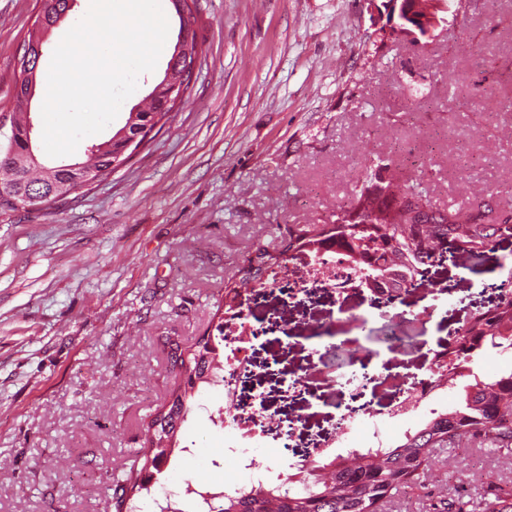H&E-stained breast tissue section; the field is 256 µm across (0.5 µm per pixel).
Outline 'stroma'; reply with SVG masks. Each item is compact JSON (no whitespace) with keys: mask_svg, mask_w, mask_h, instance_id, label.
<instances>
[{"mask_svg":"<svg viewBox=\"0 0 512 512\" xmlns=\"http://www.w3.org/2000/svg\"><path fill=\"white\" fill-rule=\"evenodd\" d=\"M197 0L201 54L189 99L106 178L63 203L0 211V512H116L143 460L144 428L180 381L169 353L213 332L224 285L254 245L277 250L294 224L330 220L365 157H391L440 204L494 192L512 205V0H467L432 37L388 38L386 0ZM39 0H0V115L9 114L17 60ZM153 72L101 132L110 138L162 79L179 19ZM512 271V236L481 261L430 266L400 303L371 309L310 285L288 298L268 289L245 309L259 330L236 382V410L264 405L270 430L246 439L244 467L226 469L224 427L207 412L221 391L200 383L177 451L139 512L185 481L248 484L250 465L311 459L340 419L350 368L316 331L377 345L400 325L401 351L369 367L360 398L378 412L385 444L405 425L389 413L424 377L436 350L476 310L495 305ZM302 377L298 390L288 380ZM294 420L292 434L278 421ZM423 487L386 512H429L459 493L512 485V450L433 449Z\"/></svg>","mask_w":512,"mask_h":512,"instance_id":"35a3bbf8","label":"stroma"}]
</instances>
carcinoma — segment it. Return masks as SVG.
Segmentation results:
<instances>
[{
	"mask_svg": "<svg viewBox=\"0 0 512 512\" xmlns=\"http://www.w3.org/2000/svg\"><path fill=\"white\" fill-rule=\"evenodd\" d=\"M45 22L35 21L24 39L20 60L30 69L39 67L43 56L44 34L70 10L69 0H46L41 6ZM186 57L172 53L165 73L181 79L189 89ZM180 92H164L150 98L145 108L129 113L126 125L153 128L168 115L163 106L176 102ZM29 109L20 98L12 106L11 127L23 132L30 127ZM120 144L109 138L86 147V160L75 163L84 174L112 171ZM11 166L23 183L0 180V211L33 209L47 203L67 200L84 185L65 166L48 167L29 159L22 142L5 138L0 142V167ZM493 203L484 205L485 213L476 211L477 199L466 209L437 206L418 185L406 178L403 168L389 158L364 164L358 182L347 201L336 210L335 220L311 227L294 224L282 241L281 249L271 252L262 246L252 249L238 269L239 282L224 285V306L237 303L238 287L248 281L260 287L269 272L285 266V255L303 251L315 255L330 246H341L347 261L359 268L369 281L390 279L409 290L435 258L445 254L479 260L485 256L493 238L512 235V223H495L491 214L498 211L512 217V208ZM219 340L201 338L189 352L172 349L173 366L196 382L213 383L217 374L212 353L224 342L222 324L216 325ZM469 347L458 349L463 372L473 381L462 388L461 404L445 412H432L421 428L408 432L395 446L365 448L355 454H340L332 459H313L307 468L288 475V483L241 487L232 494L185 488L179 501L166 498L158 504L159 512H383L385 504L405 488L420 486L427 472L432 448H446L462 440L488 442L496 447L512 445V370L482 379L471 371L475 357L489 348H512V296L502 288L495 305L473 312L463 329ZM196 382L177 385L145 428L143 442L144 475L133 481L132 488L150 490L162 473L169 457L161 451L168 440L163 420L177 415L187 418L191 411ZM494 500L491 512H512V488L489 486Z\"/></svg>",
	"mask_w": 512,
	"mask_h": 512,
	"instance_id": "carcinoma-1",
	"label": "carcinoma"
}]
</instances>
